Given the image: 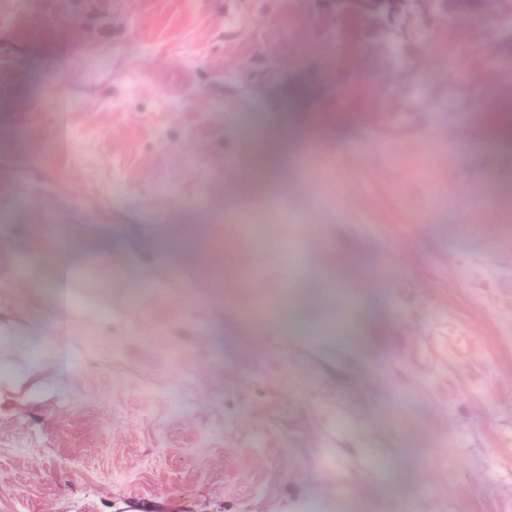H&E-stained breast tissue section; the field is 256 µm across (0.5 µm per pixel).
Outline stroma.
<instances>
[{
	"instance_id": "obj_1",
	"label": "stroma",
	"mask_w": 512,
	"mask_h": 512,
	"mask_svg": "<svg viewBox=\"0 0 512 512\" xmlns=\"http://www.w3.org/2000/svg\"><path fill=\"white\" fill-rule=\"evenodd\" d=\"M491 53L494 0H0V512H512ZM318 113L330 154L276 187L322 241L292 242L282 336L253 317L280 268L254 282L232 229ZM178 227L203 243L170 259ZM338 2L341 7L360 13L385 12L393 15L398 12V1L394 0H347Z\"/></svg>"
}]
</instances>
